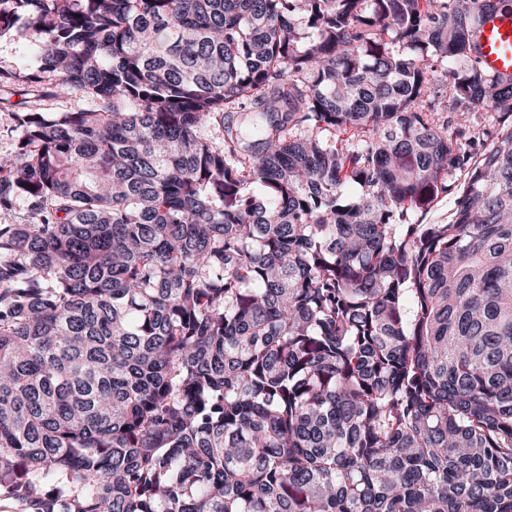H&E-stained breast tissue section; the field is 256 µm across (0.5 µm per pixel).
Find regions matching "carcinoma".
<instances>
[{"mask_svg": "<svg viewBox=\"0 0 512 512\" xmlns=\"http://www.w3.org/2000/svg\"><path fill=\"white\" fill-rule=\"evenodd\" d=\"M502 3L0 0V512H512ZM476 55L482 68L495 76L512 78V3L483 16L475 32ZM16 26L26 36L14 40L3 39L0 41V65L5 67L17 66L18 68L34 72L38 67V61L30 50V42L28 40L30 31H26L25 18H21ZM44 91L35 84L18 82L0 84V154L10 153L16 136L12 112H23L28 109L42 108L53 116L60 110H78L85 108L87 103L80 95L62 101L46 97Z\"/></svg>", "mask_w": 512, "mask_h": 512, "instance_id": "obj_1", "label": "carcinoma"}]
</instances>
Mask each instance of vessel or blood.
I'll use <instances>...</instances> for the list:
<instances>
[{
    "label": "vessel or blood",
    "instance_id": "obj_1",
    "mask_svg": "<svg viewBox=\"0 0 512 512\" xmlns=\"http://www.w3.org/2000/svg\"><path fill=\"white\" fill-rule=\"evenodd\" d=\"M476 55L482 68L512 78V0L481 18L475 32Z\"/></svg>",
    "mask_w": 512,
    "mask_h": 512
}]
</instances>
